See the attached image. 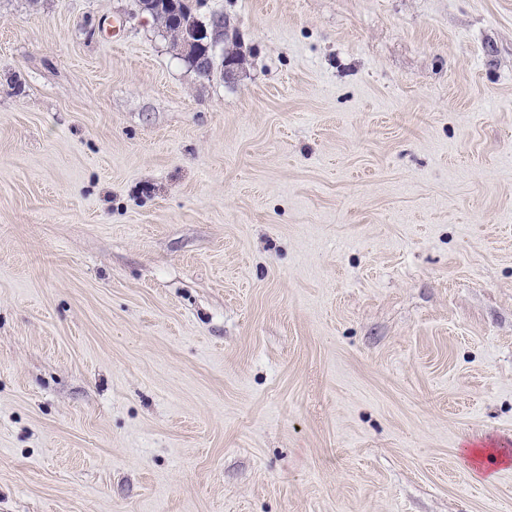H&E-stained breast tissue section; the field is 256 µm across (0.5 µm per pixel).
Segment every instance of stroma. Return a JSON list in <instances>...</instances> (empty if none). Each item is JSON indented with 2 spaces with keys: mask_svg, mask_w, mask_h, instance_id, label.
Listing matches in <instances>:
<instances>
[{
  "mask_svg": "<svg viewBox=\"0 0 512 512\" xmlns=\"http://www.w3.org/2000/svg\"><path fill=\"white\" fill-rule=\"evenodd\" d=\"M0 0V512H512V0ZM215 15H221L224 18L222 13H214L208 23ZM223 25L227 29L225 20L215 18L211 20L209 27H180L182 53L192 59L193 68L200 77L209 76V48L222 43Z\"/></svg>",
  "mask_w": 512,
  "mask_h": 512,
  "instance_id": "1",
  "label": "stroma"
}]
</instances>
